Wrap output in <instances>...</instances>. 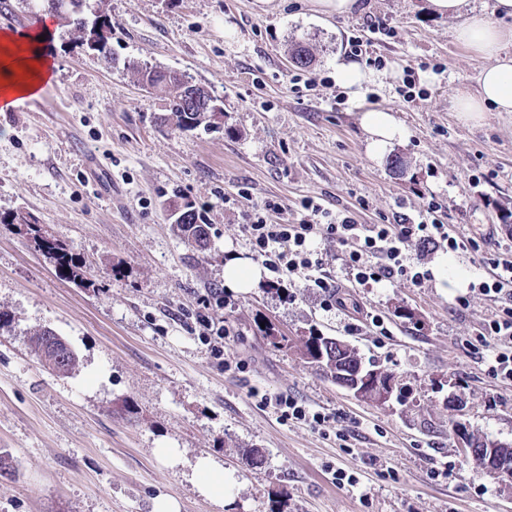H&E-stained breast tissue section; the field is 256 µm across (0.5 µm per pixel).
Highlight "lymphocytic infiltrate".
I'll use <instances>...</instances> for the list:
<instances>
[{
    "label": "lymphocytic infiltrate",
    "instance_id": "obj_1",
    "mask_svg": "<svg viewBox=\"0 0 512 512\" xmlns=\"http://www.w3.org/2000/svg\"><path fill=\"white\" fill-rule=\"evenodd\" d=\"M304 209L316 216V223L282 224L276 217L281 207L265 203L256 208L245 231L254 252L263 256L271 277L269 287H277L282 273L327 288L323 261L314 246L321 236L342 250V260L355 281L363 286L383 285L403 277L415 286H423L432 278L431 270L413 262L408 247L419 241L447 245L449 250L467 249L466 241L451 234L447 225L435 220L442 205L429 200L424 207L426 217L415 220L409 215L396 216L391 224H359L347 214H332L321 204L306 200ZM493 280L481 281L483 295L494 296L500 309L485 323L482 338L489 350V374L512 382V261L496 262Z\"/></svg>",
    "mask_w": 512,
    "mask_h": 512
}]
</instances>
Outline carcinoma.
<instances>
[{
  "mask_svg": "<svg viewBox=\"0 0 512 512\" xmlns=\"http://www.w3.org/2000/svg\"><path fill=\"white\" fill-rule=\"evenodd\" d=\"M55 15L59 25L69 28L77 35L80 42H85V37L93 34V26L99 23L112 24L111 19L105 14L95 13L93 18L85 15L87 0H30L32 7H38V2ZM132 70L137 81L147 90L157 88L169 89V97L159 115L160 124L178 130H194L199 127L209 130L218 123V118L213 112H190L193 108L189 96L187 84L192 78L186 75L176 76V72L162 69L158 66L144 64L134 66ZM172 224L179 236L188 245L203 249L207 241L200 239V235L208 234L209 226L204 223L203 217L191 202L184 205H174L171 209ZM38 248L52 259L61 272L67 278L90 287L92 283L84 280L79 272V264L69 251L61 244L50 241L39 235L34 236ZM321 335L317 330L309 331V336L302 339V355L308 358H315ZM31 350L38 357L43 359L44 351H51L53 364L50 368L62 374L71 372L77 364V356L70 345L51 328H41L35 331L31 337Z\"/></svg>",
  "mask_w": 512,
  "mask_h": 512,
  "instance_id": "obj_1",
  "label": "carcinoma"
}]
</instances>
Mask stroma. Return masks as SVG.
Wrapping results in <instances>:
<instances>
[{"instance_id":"stroma-1","label":"stroma","mask_w":512,"mask_h":512,"mask_svg":"<svg viewBox=\"0 0 512 512\" xmlns=\"http://www.w3.org/2000/svg\"><path fill=\"white\" fill-rule=\"evenodd\" d=\"M362 3L327 18L308 0H89L112 19L108 62L54 28L43 108L0 111V213L29 214L82 259L87 283L61 275L27 226L0 224V311L11 318L0 327V449L16 469L0 476V512H152L160 495L180 512H512V477L463 456L449 429L459 397L471 431L512 444V383L488 373L478 339L497 304L475 288L492 260H512V112L476 126L450 112L483 65L457 42L458 19L431 16L427 0ZM371 20L395 37L369 34ZM353 35L372 41L362 67L383 61L358 102L334 68ZM300 41L314 52L306 68L290 59ZM145 62L221 99L223 128L160 126V93L130 72ZM365 107L405 126L378 159L359 123ZM432 196L438 219L476 243L410 246L431 270L447 259V287L351 285L332 247L327 276L355 311L325 307L328 293L305 280L247 293L224 285L227 255L264 262L244 226L265 202L283 205L285 224L309 219L308 197L385 224ZM180 198L208 224L207 252L174 231L166 209ZM203 314L228 331L223 360ZM43 327L76 352L71 373L31 351ZM313 327L392 373L401 396L360 401L320 374L300 353ZM277 393L327 422L282 420L265 402ZM205 454L224 468L220 506L192 480ZM339 470L356 485H337Z\"/></svg>"}]
</instances>
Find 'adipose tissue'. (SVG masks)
Masks as SVG:
<instances>
[{"label":"adipose tissue","mask_w":512,"mask_h":512,"mask_svg":"<svg viewBox=\"0 0 512 512\" xmlns=\"http://www.w3.org/2000/svg\"><path fill=\"white\" fill-rule=\"evenodd\" d=\"M430 10L440 16L459 18L457 41L475 56L487 59L475 87L457 89L451 109L459 122L476 125L485 112H512V0H494L491 12L471 9L469 0H428ZM51 15H44L37 33L17 36L0 34V103L16 96L35 93L50 75V60L40 49L39 39L52 31ZM360 124L368 135L367 149L379 155L393 141L401 139L404 128L389 111L362 112Z\"/></svg>","instance_id":"ef3b65f1"}]
</instances>
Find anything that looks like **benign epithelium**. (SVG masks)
<instances>
[{
    "label": "benign epithelium",
    "instance_id": "benign-epithelium-1",
    "mask_svg": "<svg viewBox=\"0 0 512 512\" xmlns=\"http://www.w3.org/2000/svg\"><path fill=\"white\" fill-rule=\"evenodd\" d=\"M349 347L350 343L341 338H324L320 362H325L332 355L336 356L337 385L363 400L378 404L389 402L395 391L394 381L383 378L381 370L375 366L367 365L360 360H350V356L346 354ZM451 431L455 436L456 446L462 449L466 457L491 473L512 475V445L499 441L486 442L483 450L476 452V437L468 431L462 419L456 418L451 421Z\"/></svg>",
    "mask_w": 512,
    "mask_h": 512
}]
</instances>
